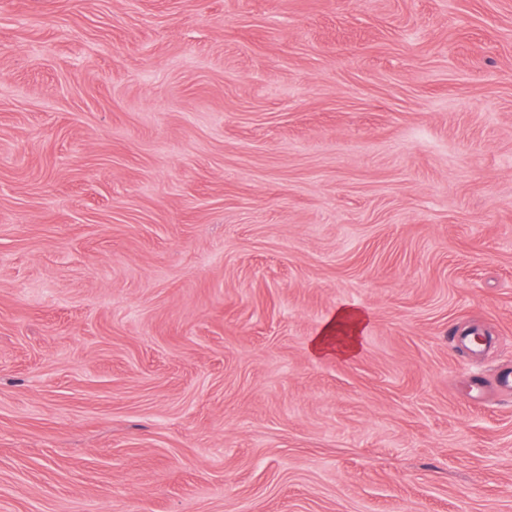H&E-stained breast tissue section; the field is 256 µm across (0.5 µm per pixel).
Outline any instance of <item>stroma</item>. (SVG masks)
I'll use <instances>...</instances> for the list:
<instances>
[{
	"instance_id": "1",
	"label": "stroma",
	"mask_w": 512,
	"mask_h": 512,
	"mask_svg": "<svg viewBox=\"0 0 512 512\" xmlns=\"http://www.w3.org/2000/svg\"><path fill=\"white\" fill-rule=\"evenodd\" d=\"M505 370L512 0H0V512H512ZM365 323V316L351 308H340L336 316L330 321L323 331V336H318L314 341L313 348L317 352L330 351L331 344L336 338V353L350 355L358 348L357 336ZM336 336H329L335 330ZM343 336H339V335ZM328 335V336H326Z\"/></svg>"
}]
</instances>
